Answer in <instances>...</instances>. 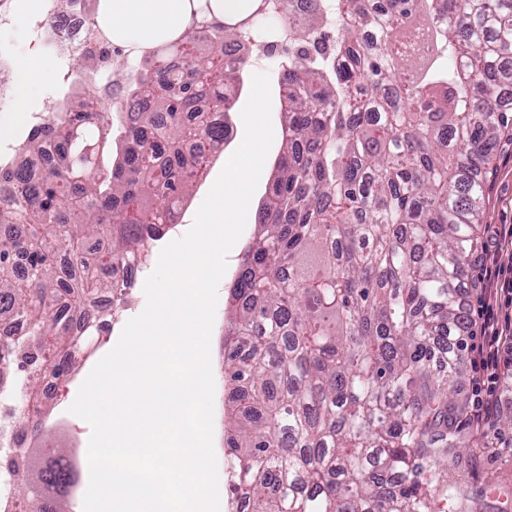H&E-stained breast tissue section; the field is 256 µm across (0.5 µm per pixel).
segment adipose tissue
I'll list each match as a JSON object with an SVG mask.
<instances>
[{"label": "adipose tissue", "instance_id": "1", "mask_svg": "<svg viewBox=\"0 0 512 512\" xmlns=\"http://www.w3.org/2000/svg\"><path fill=\"white\" fill-rule=\"evenodd\" d=\"M187 12V0H108L105 22L116 42L137 49L181 30ZM15 70L17 106L12 113L0 115L1 140L25 121L27 100L54 77L51 63L38 55L20 59Z\"/></svg>", "mask_w": 512, "mask_h": 512}]
</instances>
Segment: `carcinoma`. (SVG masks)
<instances>
[{"label":"carcinoma","mask_w":512,"mask_h":512,"mask_svg":"<svg viewBox=\"0 0 512 512\" xmlns=\"http://www.w3.org/2000/svg\"><path fill=\"white\" fill-rule=\"evenodd\" d=\"M183 31L127 75L117 120L68 100L20 149L59 144L36 181L0 162V313L27 321L0 348L35 367L23 402L73 368L85 306L124 258L163 237L222 142L224 55L261 47L266 0L220 20L188 0ZM216 35L202 39L199 28ZM426 35L413 50L407 38ZM279 66L285 139L260 233L231 287L224 462L243 512H479L451 472L471 320L462 294L492 155L512 130V0H321ZM72 72L94 71L90 54ZM129 147L112 164L114 122Z\"/></svg>","instance_id":"1"}]
</instances>
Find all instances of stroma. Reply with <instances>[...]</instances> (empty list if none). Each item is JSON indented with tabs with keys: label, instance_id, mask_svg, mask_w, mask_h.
<instances>
[{
	"label": "stroma",
	"instance_id": "1",
	"mask_svg": "<svg viewBox=\"0 0 512 512\" xmlns=\"http://www.w3.org/2000/svg\"><path fill=\"white\" fill-rule=\"evenodd\" d=\"M41 13V0H34L33 7L26 16L14 17L11 27L0 31V42L11 47L13 58L17 59L33 52V30ZM257 74L266 75L269 80L274 139L251 201L244 232L227 258L228 273L223 277L224 283L227 284L232 281L231 273L236 270L245 246L254 239L258 231L256 217L272 183L275 173L274 163L283 144V118L277 77L273 64L267 62L260 52H253L249 67L242 73L239 91L231 112V123L234 128L231 142L225 145L224 155L215 159L207 177L194 186L190 198L176 218L180 231L188 232L199 207L225 166V154L234 151L236 143L243 140L244 126L241 110L249 97L252 78ZM499 224L512 225V143L507 141L502 142L494 152L492 168L485 186L481 215V246L491 247L490 229ZM117 341L118 337L114 334L102 340L97 344L90 359L75 365L66 378L60 379L59 384L65 391L64 397L56 402H45L42 407V428L39 435L42 447L65 452L74 440L78 441L80 446L88 445L91 436L90 425L83 419L70 414L69 408L76 398L79 387L96 362L109 353ZM494 469L512 476V457L505 455L490 458L477 451L470 452L467 453L466 461L459 471L462 482L469 490L482 492L485 512H495L498 505L496 492L490 491L486 483L487 472Z\"/></svg>",
	"mask_w": 512,
	"mask_h": 512
}]
</instances>
